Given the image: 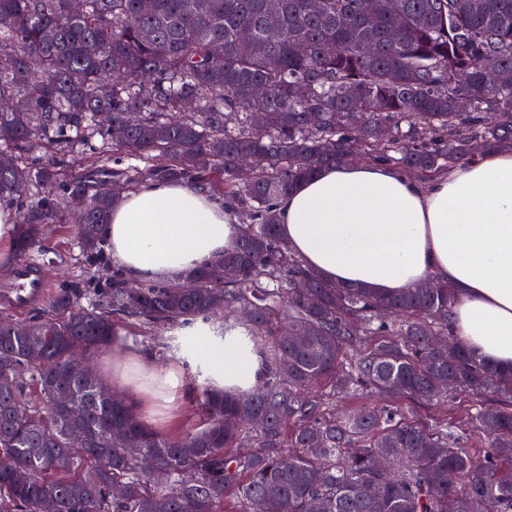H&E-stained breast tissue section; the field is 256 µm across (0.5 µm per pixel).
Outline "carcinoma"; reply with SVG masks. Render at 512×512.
<instances>
[{
  "mask_svg": "<svg viewBox=\"0 0 512 512\" xmlns=\"http://www.w3.org/2000/svg\"><path fill=\"white\" fill-rule=\"evenodd\" d=\"M151 2L83 0L74 13L68 0H0V101H27L0 111L13 251L71 210L89 225L82 250L99 252L127 182L186 181L251 223L178 284L134 286L118 268L95 302L64 288L36 317L0 315V512H512V372L448 336L453 288L332 284L291 252L276 209L324 167L392 162L426 180L512 151V85L495 80L512 69V0H377L370 17L360 0H321L317 12L308 0ZM94 131L137 164L68 175L57 156L25 167L1 149L79 148ZM53 184L62 196L29 199ZM129 320L167 335L168 351L198 323L215 344L236 338L260 354L263 379L242 395L204 385L202 425L171 439L69 369L71 348H106ZM450 395L485 397L471 416L482 452L452 423L403 410ZM338 399L350 407L336 411ZM117 431L139 452L112 441Z\"/></svg>",
  "mask_w": 512,
  "mask_h": 512,
  "instance_id": "cac0c4a2",
  "label": "carcinoma"
}]
</instances>
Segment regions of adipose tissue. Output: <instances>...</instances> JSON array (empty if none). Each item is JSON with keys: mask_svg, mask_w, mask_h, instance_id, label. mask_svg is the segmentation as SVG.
Returning <instances> with one entry per match:
<instances>
[{"mask_svg": "<svg viewBox=\"0 0 512 512\" xmlns=\"http://www.w3.org/2000/svg\"><path fill=\"white\" fill-rule=\"evenodd\" d=\"M277 212L291 250L330 282L396 294L433 276L448 281L452 335L479 359L512 370V152L429 180L381 163L326 167L282 196ZM240 230L215 197L187 183L147 181L120 195L103 237L128 276L176 281L222 258ZM189 360L221 390L248 392L261 379L258 354L233 340L217 347L198 338ZM186 367L161 372L136 353L114 361L112 378L134 407L174 406Z\"/></svg>", "mask_w": 512, "mask_h": 512, "instance_id": "adipose-tissue-1", "label": "adipose tissue"}]
</instances>
